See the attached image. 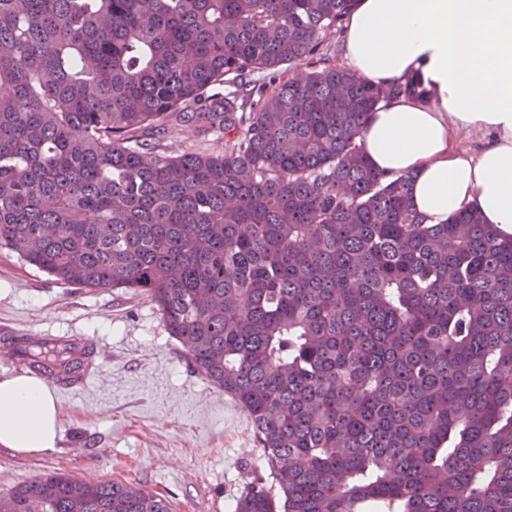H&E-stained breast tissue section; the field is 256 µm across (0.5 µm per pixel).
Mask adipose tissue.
I'll list each match as a JSON object with an SVG mask.
<instances>
[{
  "mask_svg": "<svg viewBox=\"0 0 512 512\" xmlns=\"http://www.w3.org/2000/svg\"><path fill=\"white\" fill-rule=\"evenodd\" d=\"M346 67L382 88L415 82L421 95L384 98L360 143L387 177H411L427 223L478 211L512 239V0H353L341 30ZM480 135L474 151L460 146ZM46 383L0 379V446L45 454L59 437Z\"/></svg>",
  "mask_w": 512,
  "mask_h": 512,
  "instance_id": "1",
  "label": "adipose tissue"
}]
</instances>
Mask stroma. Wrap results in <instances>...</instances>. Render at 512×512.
<instances>
[{"mask_svg": "<svg viewBox=\"0 0 512 512\" xmlns=\"http://www.w3.org/2000/svg\"><path fill=\"white\" fill-rule=\"evenodd\" d=\"M2 323L18 336H83L104 357L86 383L56 394L53 452L0 447V493L54 470L137 484L171 512H233L253 478L273 484L248 415L193 369L146 296L62 285L0 249Z\"/></svg>", "mask_w": 512, "mask_h": 512, "instance_id": "obj_1", "label": "stroma"}]
</instances>
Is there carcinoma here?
Here are the masks:
<instances>
[{
    "label": "carcinoma",
    "instance_id": "carcinoma-1",
    "mask_svg": "<svg viewBox=\"0 0 512 512\" xmlns=\"http://www.w3.org/2000/svg\"><path fill=\"white\" fill-rule=\"evenodd\" d=\"M350 5L0 0V249L150 298L273 470L234 512H512V241L372 168L367 112L417 86L321 65ZM0 512L171 510L48 472ZM227 147L224 133H214L205 139L197 137L190 129H175L165 140L162 148L168 153L181 154L193 150L223 153Z\"/></svg>",
    "mask_w": 512,
    "mask_h": 512
}]
</instances>
